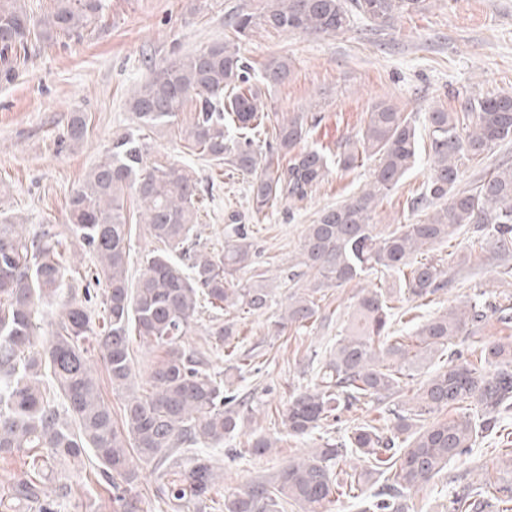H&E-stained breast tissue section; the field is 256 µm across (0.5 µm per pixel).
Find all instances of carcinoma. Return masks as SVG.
Masks as SVG:
<instances>
[{
	"instance_id": "carcinoma-1",
	"label": "carcinoma",
	"mask_w": 512,
	"mask_h": 512,
	"mask_svg": "<svg viewBox=\"0 0 512 512\" xmlns=\"http://www.w3.org/2000/svg\"><path fill=\"white\" fill-rule=\"evenodd\" d=\"M423 9L425 0H263L258 12H237L229 20L232 36L168 62L137 88L128 101L134 126L112 138L71 195L68 223L48 221L34 233L25 224L0 223V460L25 457L24 470L0 497L1 508L60 512L71 486L61 477L47 484V473L92 455L91 483L123 512H139L131 491L140 463L152 467L159 505L192 504L204 512L216 490L209 449L237 436L252 412L232 384L209 372L187 336L201 302L258 314L271 307L273 289L261 274L239 278L253 266L256 248L237 214L223 251L197 253L196 177L184 164L150 162L147 130L176 131L191 155L243 176L255 216L311 198L333 165L349 171L362 159L373 161L363 192L306 225L299 264L312 277H288V305L270 322L277 334L314 324L326 289L358 283L372 271L398 275L407 300L426 302L450 280L420 255L461 236L477 240L502 261L499 274L512 278V166L492 170L473 189L457 188L462 166L512 142V95L472 97L461 112L435 107L426 113L431 169L411 208L429 202L435 210L385 233L374 224L375 208L417 162L411 114L375 103L364 126L334 153L317 146L296 150L316 126V117L305 112L276 120L266 132L271 116L259 86L284 83L290 63L270 59L253 83L242 38L254 28L338 35L356 16L388 23ZM101 10V0H56L51 12L35 17L24 0H0V78H12V62L31 38L77 33ZM189 103L193 112L186 119ZM87 130L86 115L70 113L67 140L79 144ZM128 190L135 213L125 203ZM134 223L146 225L162 247L142 257L133 283ZM68 236L100 266L51 312L52 331L42 340L43 305L66 287ZM393 297L392 288L362 290L335 347L321 359L317 382L292 392L279 413L288 435L301 438L341 423L362 405L379 418L323 437L272 475L224 492L221 512H329L337 492L353 494L375 475L384 483L363 512H406L408 492L433 481L478 438L500 431L501 419L512 412V336L485 341L478 332L492 318L511 328L512 298L483 292L395 336ZM135 336L162 349L150 366L149 391L138 382ZM94 352L122 394L118 423L103 396ZM432 363L437 368L403 401L408 381ZM274 447L276 441L261 434L248 451L262 457ZM350 452L365 468L347 466ZM453 512H512V480L463 489Z\"/></svg>"
}]
</instances>
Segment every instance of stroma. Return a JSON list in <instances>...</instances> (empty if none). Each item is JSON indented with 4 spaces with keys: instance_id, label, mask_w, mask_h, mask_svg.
<instances>
[{
    "instance_id": "35a3bbf8",
    "label": "stroma",
    "mask_w": 512,
    "mask_h": 512,
    "mask_svg": "<svg viewBox=\"0 0 512 512\" xmlns=\"http://www.w3.org/2000/svg\"><path fill=\"white\" fill-rule=\"evenodd\" d=\"M97 19L76 36L47 43L32 39L14 61L11 81H0V219L24 218L29 231L41 224H65L70 195L104 155L113 136L130 126L126 102L153 69L170 58L192 53L229 35L227 21L237 9H258L260 0H101ZM244 53L254 70L272 58L291 62L288 81L267 92L269 108L285 118L310 112L320 118L313 144L336 148L364 124L371 106L387 100L423 119L442 107L460 111L466 98L512 93V0H428L425 11L401 15L385 25L358 17L338 35L307 36L256 28ZM85 113L89 130L82 143L64 139L68 116ZM428 136L420 134L419 158L398 186L380 200L374 213L379 230L413 221L410 201L429 174ZM151 161H178L200 182L202 201L196 229L209 252L224 247L230 214H239L257 248L254 264L272 284L278 306L288 302V269L300 252L307 224L328 206L360 193L368 169H331L313 196L296 207L277 205L255 217L247 184L238 174L211 166L186 153L178 134L152 136ZM467 252L469 267L455 265ZM430 259L441 262L453 283L432 302L412 311L409 301L395 305L408 318L443 312L468 296L490 290L512 293V280H502L495 261L479 243L436 246ZM396 276L373 272L361 284L331 288L322 303L323 319L314 327L270 333L275 312L238 320L240 346L258 348L266 357L260 373L239 377L222 346L211 336L224 315L202 307L188 338L206 352L212 374L250 393L255 407L233 442L246 447L256 434L277 438L271 454L220 462L219 489L241 487L275 472L288 458L313 447L310 439L288 436L277 413L294 390L309 385L314 371L312 350L332 345L361 288L389 287ZM93 459L68 466L67 482L77 494L64 512H121L108 500H96L86 482ZM499 448L486 442L452 461L442 477L407 498L409 512H449L454 494L464 486L503 477Z\"/></svg>"
}]
</instances>
